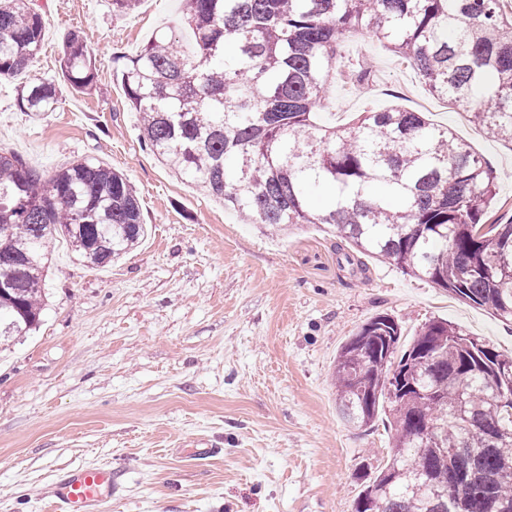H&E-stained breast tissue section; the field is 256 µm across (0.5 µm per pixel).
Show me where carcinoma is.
Returning <instances> with one entry per match:
<instances>
[{
  "instance_id": "obj_1",
  "label": "carcinoma",
  "mask_w": 512,
  "mask_h": 512,
  "mask_svg": "<svg viewBox=\"0 0 512 512\" xmlns=\"http://www.w3.org/2000/svg\"><path fill=\"white\" fill-rule=\"evenodd\" d=\"M181 16L194 49L165 32L121 66L146 148L251 224H327L355 253L512 320V218L485 220L492 168L448 128L399 105L347 127L317 116L340 43L366 30L410 61L430 94L512 144V11L502 0H182ZM42 31L22 0H0V77L26 69ZM62 70L77 89L94 81L76 32ZM57 102L49 82L21 94L32 118ZM56 233L87 265L112 263L146 233L136 187L92 160L47 177L1 149L0 279L10 288L0 296V345L39 325ZM25 252L35 263L14 264ZM401 336L379 314L336 356V404L348 422L367 429L389 403L392 450L353 512H498L512 502V402L490 382L512 357L445 320L404 348ZM355 352L365 356L356 378L347 370ZM393 361L406 369L400 382L388 380ZM428 428L436 448L423 446Z\"/></svg>"
}]
</instances>
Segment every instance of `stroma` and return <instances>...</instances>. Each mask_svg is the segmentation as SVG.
<instances>
[{
    "label": "stroma",
    "mask_w": 512,
    "mask_h": 512,
    "mask_svg": "<svg viewBox=\"0 0 512 512\" xmlns=\"http://www.w3.org/2000/svg\"><path fill=\"white\" fill-rule=\"evenodd\" d=\"M44 21L26 71L0 78V148L53 173L94 159L138 189L147 236L103 268L63 240L48 247L39 328L0 347V512H50L63 472L111 469L101 512H352L363 474L390 452L336 408L332 374L349 336L380 313L404 339L436 319L512 355V323L433 283L365 258L350 265L330 226L287 234L247 223L142 145L116 59L164 28L181 0H24ZM81 32L90 89L61 70ZM323 106L342 125L398 104L448 126L497 175L489 218L512 216V144L487 137L433 97L413 65L369 33L349 37ZM54 83L44 117L24 84Z\"/></svg>",
    "instance_id": "1"
}]
</instances>
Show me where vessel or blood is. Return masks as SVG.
Segmentation results:
<instances>
[{
    "label": "vessel or blood",
    "instance_id": "obj_1",
    "mask_svg": "<svg viewBox=\"0 0 512 512\" xmlns=\"http://www.w3.org/2000/svg\"><path fill=\"white\" fill-rule=\"evenodd\" d=\"M112 496V472L100 467L76 470L61 479L55 492V512H95Z\"/></svg>",
    "mask_w": 512,
    "mask_h": 512
}]
</instances>
